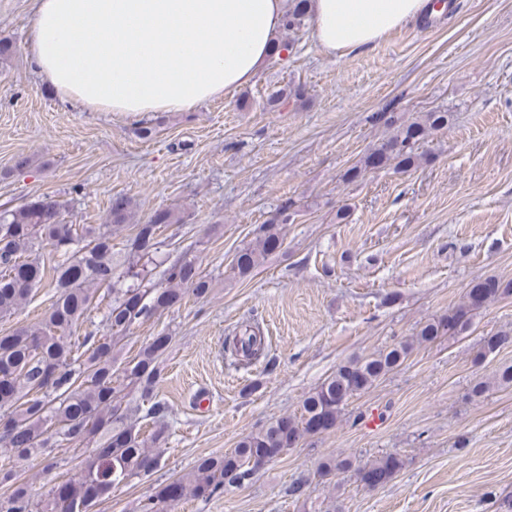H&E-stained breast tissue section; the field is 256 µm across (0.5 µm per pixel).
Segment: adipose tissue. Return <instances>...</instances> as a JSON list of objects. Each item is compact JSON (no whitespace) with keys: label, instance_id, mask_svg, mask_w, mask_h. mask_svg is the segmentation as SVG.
<instances>
[{"label":"adipose tissue","instance_id":"obj_1","mask_svg":"<svg viewBox=\"0 0 512 512\" xmlns=\"http://www.w3.org/2000/svg\"><path fill=\"white\" fill-rule=\"evenodd\" d=\"M425 0H310L335 55L378 43ZM285 0H32L27 55L62 100L93 112H183L250 83L285 22Z\"/></svg>","mask_w":512,"mask_h":512}]
</instances>
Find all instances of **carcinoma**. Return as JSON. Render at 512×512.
I'll return each mask as SVG.
<instances>
[{"label":"carcinoma","instance_id":"obj_1","mask_svg":"<svg viewBox=\"0 0 512 512\" xmlns=\"http://www.w3.org/2000/svg\"><path fill=\"white\" fill-rule=\"evenodd\" d=\"M310 0H288L283 30L274 41L272 56L288 60L295 33L312 21ZM448 125V113L433 111L410 123L392 120L390 134L363 160L366 168L388 165L405 172L414 165L415 150L432 130ZM291 205L284 204L268 224L261 225L252 245L240 249L232 264L234 275L247 278L265 258L282 245L280 225L291 220ZM64 203L44 195L19 206L0 207V318L13 316L25 303L32 287L50 277L55 300L44 319L0 335V512H94L112 489L160 466L165 429L149 436L127 423L130 408L125 390L134 388L150 403V412L162 414L165 406L153 400V388L163 369L162 355L170 337L156 336L138 353L123 361L120 374L112 363L123 350L122 341L133 326L180 304L187 294L206 297L212 283L195 260L183 258L164 270V285L151 279L156 264L161 227L177 224L180 217L168 209L154 212L135 225L122 258L112 257V234L132 217V199L112 197L104 224H68L62 219ZM48 245L65 259L48 268L40 257ZM107 286L110 303L107 332L83 338V350L74 353L72 335L90 310L96 288ZM512 295V282L495 277L475 281L463 301L448 313L422 324L415 342H401L336 369L303 402L298 415H285L258 432L243 437L221 455H205L186 474L158 488L142 512H170L186 498H209L241 484L259 465L298 444L306 435L336 427L347 402L403 364L414 343H431L466 329L473 312ZM512 346V329L483 338L478 357L483 359ZM265 350V336L257 323L224 340V356L232 366L251 362ZM67 442L78 451L95 444L89 453L75 457L76 473L65 480L66 493L49 487L35 496L19 463L47 454ZM404 465L397 454H387L359 467L362 479L380 486Z\"/></svg>","mask_w":512,"mask_h":512}]
</instances>
